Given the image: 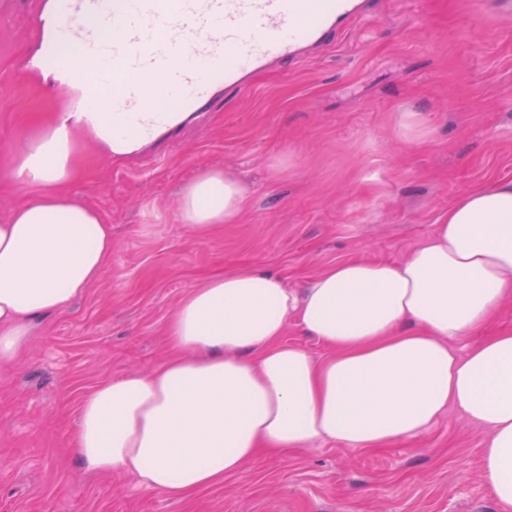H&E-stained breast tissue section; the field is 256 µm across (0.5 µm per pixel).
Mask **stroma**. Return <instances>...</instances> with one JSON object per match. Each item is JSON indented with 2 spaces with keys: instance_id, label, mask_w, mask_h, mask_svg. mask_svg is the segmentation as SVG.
Here are the masks:
<instances>
[{
  "instance_id": "obj_1",
  "label": "stroma",
  "mask_w": 512,
  "mask_h": 512,
  "mask_svg": "<svg viewBox=\"0 0 512 512\" xmlns=\"http://www.w3.org/2000/svg\"><path fill=\"white\" fill-rule=\"evenodd\" d=\"M44 3L0 0L1 224L33 191L13 157L63 95L29 67ZM366 8V21L217 97L162 147L121 159L81 144L67 190L111 224L112 255L0 364V512H498L481 475L486 430L454 410L380 450L263 456L187 499L87 473L71 453L92 388L170 358L167 322L191 288L257 264L301 288L340 261L400 260L468 190L512 181V8ZM406 112L424 137L402 128ZM213 167L250 203L240 223L200 237L178 222L177 197Z\"/></svg>"
}]
</instances>
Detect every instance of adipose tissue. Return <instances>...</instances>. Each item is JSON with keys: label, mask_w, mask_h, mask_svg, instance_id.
Wrapping results in <instances>:
<instances>
[{"label": "adipose tissue", "mask_w": 512, "mask_h": 512, "mask_svg": "<svg viewBox=\"0 0 512 512\" xmlns=\"http://www.w3.org/2000/svg\"><path fill=\"white\" fill-rule=\"evenodd\" d=\"M74 0H48L34 53L42 77L69 79L89 63L83 41L61 43L56 19ZM71 125L50 117L16 155L36 190L0 224V363L27 346L34 323L60 312L102 275L112 227L64 192L80 139L109 154L138 149L131 113L89 96ZM243 184L202 170L179 193L178 220L196 235L238 223ZM512 297V181L477 186L448 208L432 235L397 262L343 261L302 288L253 266L191 289L172 312L175 355L152 373L128 372L82 401L72 453L86 471L131 476L148 492L186 498L241 474L260 455L318 445L379 449L456 409L487 430L483 476L500 512H512V328L458 354ZM328 354L284 342L289 323Z\"/></svg>", "instance_id": "obj_1"}]
</instances>
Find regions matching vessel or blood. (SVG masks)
Returning <instances> with one entry per match:
<instances>
[{
  "instance_id": "obj_1",
  "label": "vessel or blood",
  "mask_w": 512,
  "mask_h": 512,
  "mask_svg": "<svg viewBox=\"0 0 512 512\" xmlns=\"http://www.w3.org/2000/svg\"><path fill=\"white\" fill-rule=\"evenodd\" d=\"M112 106L131 111L156 76L162 96L204 110L220 91L320 48L361 19L360 0H117Z\"/></svg>"
}]
</instances>
